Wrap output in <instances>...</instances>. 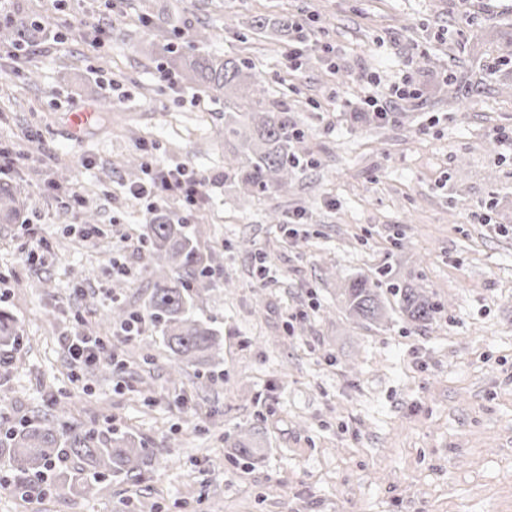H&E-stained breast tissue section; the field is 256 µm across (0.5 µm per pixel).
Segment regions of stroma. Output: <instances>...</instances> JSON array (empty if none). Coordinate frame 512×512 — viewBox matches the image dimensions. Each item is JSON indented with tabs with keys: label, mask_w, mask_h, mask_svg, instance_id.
<instances>
[{
	"label": "stroma",
	"mask_w": 512,
	"mask_h": 512,
	"mask_svg": "<svg viewBox=\"0 0 512 512\" xmlns=\"http://www.w3.org/2000/svg\"><path fill=\"white\" fill-rule=\"evenodd\" d=\"M48 39L0 56V147L20 221L0 224V309L25 344L0 366V428L71 403L73 424L128 431L165 449L149 476L100 482L93 496L55 491L31 503L0 492V512H512V0H16ZM112 22L104 47L70 14ZM179 19L146 28L141 16ZM308 19L311 44L336 46L337 67L306 57L292 72V35L254 31L259 17ZM206 29L207 41L195 32ZM245 61L271 99L287 103L301 164L288 188L253 195L224 173V100L192 85L172 96L159 81L164 48ZM412 67L420 103L377 124L349 104L364 78ZM38 81L29 82V70ZM91 107L81 137L68 116ZM164 163L208 175V203L159 212L184 223L209 260L213 285L195 313L221 329L223 362L196 375L177 367L145 316L153 278L147 247L112 271V244L141 236L144 202L124 185L142 144ZM83 199L107 231L94 243L63 209ZM306 213L295 237L287 219ZM488 213L489 222L478 220ZM40 243L44 260L23 251ZM271 276L257 282L254 256ZM393 267L397 280L440 304L424 327L401 316L353 320L341 290ZM142 332L116 335L115 307ZM96 336L110 373L91 374L62 345ZM248 433L261 453L231 446Z\"/></svg>",
	"instance_id": "obj_1"
}]
</instances>
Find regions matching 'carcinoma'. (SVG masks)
I'll return each instance as SVG.
<instances>
[{
    "instance_id": "obj_1",
    "label": "carcinoma",
    "mask_w": 512,
    "mask_h": 512,
    "mask_svg": "<svg viewBox=\"0 0 512 512\" xmlns=\"http://www.w3.org/2000/svg\"><path fill=\"white\" fill-rule=\"evenodd\" d=\"M47 35L36 19L9 20L0 26V39L14 44L35 41ZM170 63L181 68L184 79L202 84L224 95V147L242 164L228 165L237 181L252 193L287 189L297 168L292 143L299 139L288 106L271 102L266 89L249 81L247 67L234 59L214 55L174 54ZM20 213L14 190L0 186V223L12 224ZM150 258L156 262L153 290L147 305L150 319L161 328L163 340L173 360L205 369L218 362L224 337L194 312V283L207 278V259L180 224L163 214L144 225ZM383 276L392 279L401 313L417 326L431 323L440 306L423 289L403 285L394 279L393 269ZM348 314L357 321L378 325L386 306L367 277L351 281L342 292ZM23 330L5 311H0V357L20 352ZM71 409L56 404L49 418L25 422L0 433V454L11 462L8 483L12 491L26 499L45 494L47 484L85 495L107 477L142 475V468L164 453L148 448L129 433H99L93 429L68 426L64 419Z\"/></svg>"
}]
</instances>
